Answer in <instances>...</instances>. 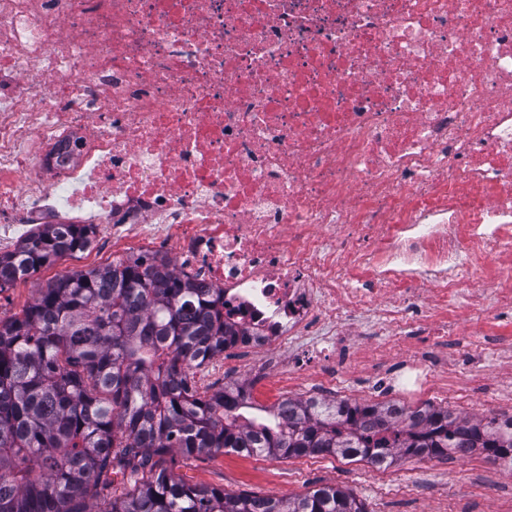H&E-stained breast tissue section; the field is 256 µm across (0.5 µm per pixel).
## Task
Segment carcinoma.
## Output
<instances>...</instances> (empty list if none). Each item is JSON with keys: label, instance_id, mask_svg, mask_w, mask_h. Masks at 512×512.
<instances>
[{"label": "carcinoma", "instance_id": "obj_1", "mask_svg": "<svg viewBox=\"0 0 512 512\" xmlns=\"http://www.w3.org/2000/svg\"><path fill=\"white\" fill-rule=\"evenodd\" d=\"M86 224H47L0 255V292L91 242ZM239 335L224 291L169 260L127 258L59 276L0 321V512H367L335 486L250 497L189 484L158 465L230 449L326 454L389 468L479 448L512 464V416L469 419L426 404L244 402L243 386L200 389L198 370ZM131 490L114 495L116 480Z\"/></svg>", "mask_w": 512, "mask_h": 512}]
</instances>
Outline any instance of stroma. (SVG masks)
Returning a JSON list of instances; mask_svg holds the SVG:
<instances>
[{"instance_id":"35a3bbf8","label":"stroma","mask_w":512,"mask_h":512,"mask_svg":"<svg viewBox=\"0 0 512 512\" xmlns=\"http://www.w3.org/2000/svg\"><path fill=\"white\" fill-rule=\"evenodd\" d=\"M115 258L111 248L101 243L16 281L0 292V320L21 315L49 280L108 265ZM461 381L470 389L467 400L435 393L427 395V402L447 404L473 419L512 415V405L494 399L496 393L512 389V357H490L476 368L461 371L449 380V389L453 391ZM161 464L189 483L237 495L297 496L331 485L351 492L368 512H512V477L480 452L465 460L406 459L387 469L330 455L248 457L225 451L189 460L166 456Z\"/></svg>"}]
</instances>
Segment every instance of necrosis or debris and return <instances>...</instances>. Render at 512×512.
Segmentation results:
<instances>
[{"mask_svg":"<svg viewBox=\"0 0 512 512\" xmlns=\"http://www.w3.org/2000/svg\"><path fill=\"white\" fill-rule=\"evenodd\" d=\"M45 224L223 289L249 397L437 389L512 334V0H0V252Z\"/></svg>","mask_w":512,"mask_h":512,"instance_id":"1","label":"necrosis or debris"}]
</instances>
